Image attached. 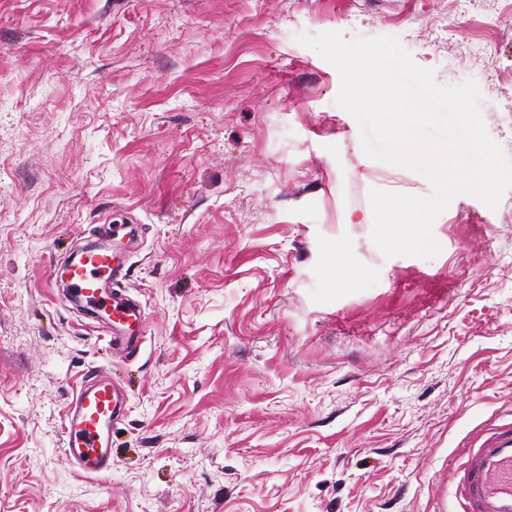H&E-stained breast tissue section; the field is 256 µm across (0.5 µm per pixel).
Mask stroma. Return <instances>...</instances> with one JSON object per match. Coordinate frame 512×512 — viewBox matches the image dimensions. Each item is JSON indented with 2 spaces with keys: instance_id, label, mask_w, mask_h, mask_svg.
<instances>
[{
  "instance_id": "1",
  "label": "stroma",
  "mask_w": 512,
  "mask_h": 512,
  "mask_svg": "<svg viewBox=\"0 0 512 512\" xmlns=\"http://www.w3.org/2000/svg\"><path fill=\"white\" fill-rule=\"evenodd\" d=\"M327 31L475 82L512 159V0H0V512H446L512 422V188L384 257L370 191L432 186L364 154L297 41ZM113 220L130 356L50 275ZM101 372L126 409L86 478L65 414Z\"/></svg>"
}]
</instances>
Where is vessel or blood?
<instances>
[{
	"mask_svg": "<svg viewBox=\"0 0 512 512\" xmlns=\"http://www.w3.org/2000/svg\"><path fill=\"white\" fill-rule=\"evenodd\" d=\"M122 263L109 251L77 253L68 268L72 296L89 310L119 318L124 328L140 322V307L111 290ZM123 413L111 380L98 375L73 396L63 442L80 475L96 476L112 466V424ZM463 468L454 470L451 490L459 512H512V426L494 424L468 448Z\"/></svg>",
	"mask_w": 512,
	"mask_h": 512,
	"instance_id": "1",
	"label": "vessel or blood"
}]
</instances>
